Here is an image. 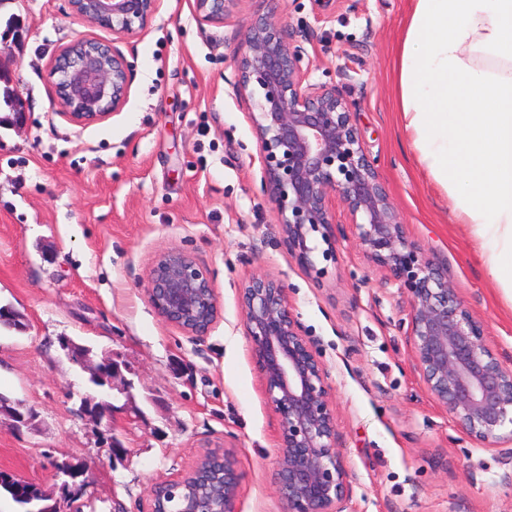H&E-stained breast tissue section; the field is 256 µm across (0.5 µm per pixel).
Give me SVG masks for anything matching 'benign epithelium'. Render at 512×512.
I'll return each mask as SVG.
<instances>
[{
	"instance_id": "obj_1",
	"label": "benign epithelium",
	"mask_w": 512,
	"mask_h": 512,
	"mask_svg": "<svg viewBox=\"0 0 512 512\" xmlns=\"http://www.w3.org/2000/svg\"><path fill=\"white\" fill-rule=\"evenodd\" d=\"M159 0H67L70 14L109 28L116 35L142 31ZM237 0H194L197 18L221 24ZM234 94L248 105L259 144L262 188L280 218L283 242L300 266L319 280L310 237L318 233L333 255L336 206L346 212L351 233L370 259L409 298L406 336L419 375L432 400L469 436L496 446L512 442V367L490 347L477 320L434 259L407 235L405 224L384 184L375 160L364 147L348 103L336 89L310 82V68L300 32L258 14L235 48ZM56 94L70 120L87 125L126 103L132 69L125 56L94 39L78 40L54 59ZM151 306L166 322L190 336L208 332L218 316V300L209 273L181 249L161 252L147 277ZM245 335L263 394L279 418L275 484L281 512H346L352 479L336 447V413L329 398L327 371L302 330L288 301V288L277 277L257 273L239 288ZM65 358L89 383L114 389L121 377L112 356L95 363L91 350L63 336ZM90 394L80 412L100 423L113 405ZM14 430L28 425L30 414L11 401L0 403ZM203 455L180 478L151 489L149 512H168L163 490L185 488L179 512H236L240 475L226 451L224 491L200 507L188 486L201 469ZM76 464L64 462L58 474L72 497L86 485Z\"/></svg>"
}]
</instances>
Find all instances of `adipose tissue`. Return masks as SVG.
<instances>
[{
  "instance_id": "1",
  "label": "adipose tissue",
  "mask_w": 512,
  "mask_h": 512,
  "mask_svg": "<svg viewBox=\"0 0 512 512\" xmlns=\"http://www.w3.org/2000/svg\"><path fill=\"white\" fill-rule=\"evenodd\" d=\"M398 56L416 163L512 298V0H409Z\"/></svg>"
}]
</instances>
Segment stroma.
Masks as SVG:
<instances>
[{
  "mask_svg": "<svg viewBox=\"0 0 512 512\" xmlns=\"http://www.w3.org/2000/svg\"><path fill=\"white\" fill-rule=\"evenodd\" d=\"M407 0H280L305 34L310 80L350 104L364 146L412 240L447 271L512 364V299L477 256L467 225L417 169L399 124L394 46ZM267 0H237L223 24L199 23L194 0H160L129 37L71 17L66 0H0V94L25 104L17 126L0 107V394L31 410L27 428L0 419V471L59 495L55 465L84 463L94 512H148L152 486L210 451H233L237 512H280L278 417L261 390L238 290L266 272L325 363L337 446L352 476L347 512H512V456L468 436L430 397L406 336L409 298L374 266L338 213L335 259L315 282L289 255L248 111L236 98L235 47ZM79 38L114 45L134 64L128 101L79 126L51 67ZM188 252L212 279L219 313L202 336L165 322L147 299L162 251ZM68 336L113 354L127 394H114V457L102 426L79 411L87 376L64 357Z\"/></svg>",
  "mask_w": 512,
  "mask_h": 512,
  "instance_id": "35a3bbf8",
  "label": "stroma"
}]
</instances>
